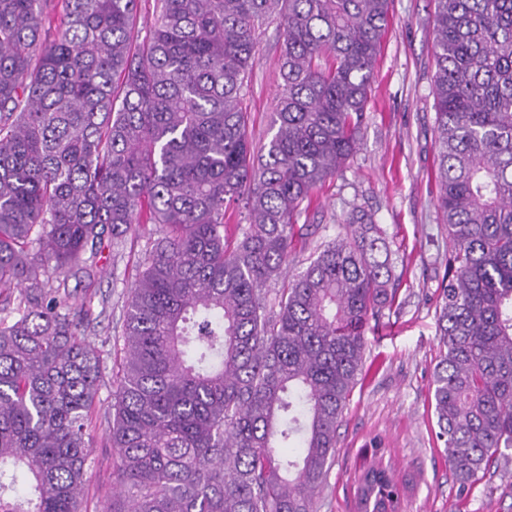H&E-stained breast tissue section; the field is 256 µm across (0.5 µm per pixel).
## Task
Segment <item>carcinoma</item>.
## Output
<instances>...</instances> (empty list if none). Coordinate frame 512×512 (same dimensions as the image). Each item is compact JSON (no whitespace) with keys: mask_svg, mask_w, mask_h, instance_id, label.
<instances>
[{"mask_svg":"<svg viewBox=\"0 0 512 512\" xmlns=\"http://www.w3.org/2000/svg\"><path fill=\"white\" fill-rule=\"evenodd\" d=\"M388 7L0 0V512H82L105 367L66 283L92 285L84 255L148 223L164 236L126 302L104 512H312L361 329L396 298L391 242L355 206L286 287L266 286L307 238L314 190L358 150ZM271 24L282 83L256 154L244 100ZM434 32L448 256L433 397L464 489L512 450V0H436ZM232 204L248 220L230 236ZM355 499L399 512L391 467L369 463Z\"/></svg>","mask_w":512,"mask_h":512,"instance_id":"1","label":"carcinoma"}]
</instances>
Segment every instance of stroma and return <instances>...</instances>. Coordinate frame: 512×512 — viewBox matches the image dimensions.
Masks as SVG:
<instances>
[{
	"label": "stroma",
	"instance_id": "1",
	"mask_svg": "<svg viewBox=\"0 0 512 512\" xmlns=\"http://www.w3.org/2000/svg\"><path fill=\"white\" fill-rule=\"evenodd\" d=\"M433 0H392L390 23L365 110L360 146L343 173L316 192L311 233L297 244L289 268L301 270L321 243L332 240L352 206L374 214L394 244L396 301L362 328L365 356L338 430L335 460L313 512H354L356 480L375 450L405 487L403 512H512V461L491 468L459 491L437 440L432 378L439 355L438 309L448 232L434 180L438 141L434 108ZM282 38L262 34L247 101L254 144L268 138L281 79ZM159 228L130 230L119 252L97 257L92 287L69 284L77 301H91L83 334L100 352L106 375L94 418L96 432L84 496L85 512H100L115 484L113 451L105 438L112 386L124 359L122 324L130 289L142 269L148 240Z\"/></svg>",
	"mask_w": 512,
	"mask_h": 512
}]
</instances>
